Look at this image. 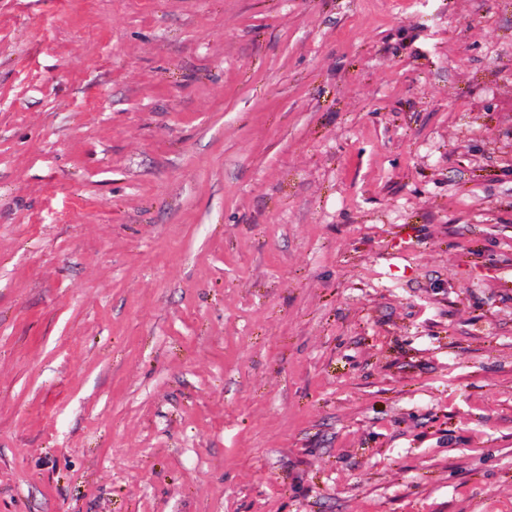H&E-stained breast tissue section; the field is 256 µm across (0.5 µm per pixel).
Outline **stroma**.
<instances>
[{"mask_svg": "<svg viewBox=\"0 0 512 512\" xmlns=\"http://www.w3.org/2000/svg\"><path fill=\"white\" fill-rule=\"evenodd\" d=\"M0 512H512V0H0Z\"/></svg>", "mask_w": 512, "mask_h": 512, "instance_id": "1", "label": "stroma"}]
</instances>
